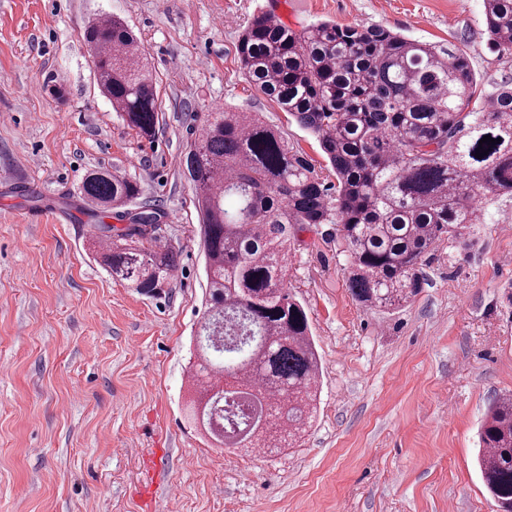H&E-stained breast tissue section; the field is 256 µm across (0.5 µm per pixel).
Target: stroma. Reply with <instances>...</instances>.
I'll list each match as a JSON object with an SVG mask.
<instances>
[{
  "label": "stroma",
  "mask_w": 512,
  "mask_h": 512,
  "mask_svg": "<svg viewBox=\"0 0 512 512\" xmlns=\"http://www.w3.org/2000/svg\"><path fill=\"white\" fill-rule=\"evenodd\" d=\"M283 0H0V512H144V461L180 488L153 512H496L476 465L478 427L512 395V201L440 246L415 300L359 305L332 224L291 238L288 286L321 360L315 421L294 447L219 448L188 418L204 310L200 213L185 167L204 113L256 112L336 176L315 136L243 74L237 42ZM282 23L379 25L463 48L484 88L512 78L491 49L484 0H284ZM117 16L157 80L152 138L101 93L84 38ZM138 182L126 216L155 212L179 266L155 295L94 260L87 171ZM40 192L39 201L26 188Z\"/></svg>",
  "instance_id": "1"
}]
</instances>
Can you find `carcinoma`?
I'll use <instances>...</instances> for the list:
<instances>
[{"mask_svg": "<svg viewBox=\"0 0 512 512\" xmlns=\"http://www.w3.org/2000/svg\"><path fill=\"white\" fill-rule=\"evenodd\" d=\"M490 46L512 54V0H485ZM102 94L126 124L150 138L156 82L123 20L85 27ZM246 78L313 134L337 180L321 182L303 157L255 112H208L185 164L200 225L210 307L197 336L188 401L214 443L288 448L317 409L321 364L304 306L288 288L290 234L339 227L347 283L370 310L398 309L421 291L427 255L468 244L488 207L512 199V80L480 87L463 49L424 43L382 26L319 22L302 32L260 15L237 45ZM489 135L497 143H480ZM483 157H475L476 152ZM96 212L139 196L109 170L83 178ZM150 213L118 228L94 225L113 280L151 294L173 279L178 254L155 235ZM230 376L251 414L212 428L213 401ZM477 467L499 512H512V398L481 422Z\"/></svg>", "mask_w": 512, "mask_h": 512, "instance_id": "1", "label": "carcinoma"}]
</instances>
